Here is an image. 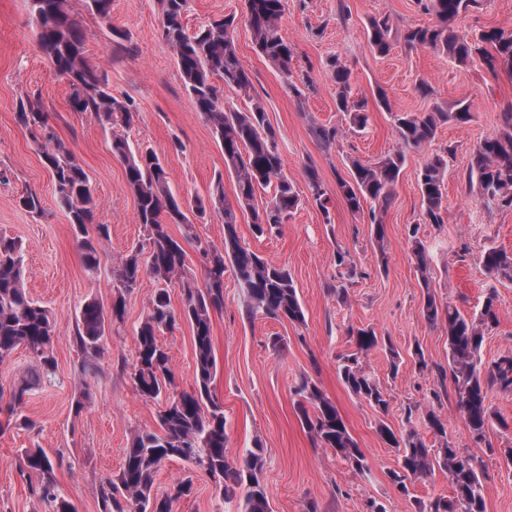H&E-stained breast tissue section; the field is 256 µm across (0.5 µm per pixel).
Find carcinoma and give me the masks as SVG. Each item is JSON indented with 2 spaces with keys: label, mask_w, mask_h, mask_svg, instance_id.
Masks as SVG:
<instances>
[{
  "label": "carcinoma",
  "mask_w": 512,
  "mask_h": 512,
  "mask_svg": "<svg viewBox=\"0 0 512 512\" xmlns=\"http://www.w3.org/2000/svg\"><path fill=\"white\" fill-rule=\"evenodd\" d=\"M44 14L41 26L35 28L37 45L55 71L70 88L69 105L76 112H89L102 125L130 126L136 116V105L130 98H117L109 91L105 76L89 63L86 40L80 22L70 12L68 0H38ZM244 16L251 32L255 52L284 75L290 74L294 48L280 33L284 0H243ZM423 10L434 21L427 26L393 31L390 18L374 17L368 24V40L380 54H387L395 39L410 48H425L465 65L476 57L483 60L490 73L512 69V32L499 28L482 32L469 41L461 36L454 22L462 14L474 11L481 0H419ZM84 9L106 25L112 35V48L117 54L134 52L129 34L112 25V0H83ZM161 13V39L173 51L183 87L196 111L210 125L216 142L224 150V163L234 175V198L224 193L217 181L207 198L197 197L189 208L170 188L167 172L151 151L134 148L128 139L115 136L112 154L125 168L128 191L136 203L137 221L146 233L148 256L139 248L121 260L113 273L115 289L112 304L104 309L92 298L81 307L76 319L74 339L88 358H94L106 335V323L124 320L125 293L135 288L143 275L150 274L164 283L176 278L182 288V303L176 308L167 289L159 288L149 301L145 319L136 330V362L133 381L146 398L166 397L165 409L157 420V428L136 432L118 478L105 480L100 489V512H173V505L190 496L192 478L187 475L162 495L154 493L155 476L167 461H190L205 470L216 482L224 499L235 500L240 512H268L266 486L260 481L265 467L264 448L260 443L243 453L228 451L227 420L224 404L213 394L211 384L217 363L211 338V315L224 307L225 262H230L235 276L246 294V313L258 314L277 322L305 324V314L292 275L287 267L268 262L241 245L237 213L248 211L252 232L262 237L281 232V227L302 199L294 183L284 172V160L277 136L269 125L263 104L252 101L239 110L224 104L214 77L224 85L250 92V71L241 60L235 37V17L215 19L190 34L184 22L189 0H158ZM336 84V108L349 119L350 126L365 127L368 116L364 105L352 94L351 71L337 57L327 62ZM501 131L480 141L470 152L468 178L484 200L486 207L512 212V106L500 114ZM471 119L470 104L462 100L456 111L434 109L430 112L395 113L394 126L399 147L381 160L369 163L350 161V179H339L338 188L347 207L354 213L370 205L371 226L379 250H384L385 229L382 213L396 186L406 160V150L434 141L438 128L449 122L465 123ZM17 120L30 134L38 154L49 170L57 202L66 211L81 251L84 267L95 274L99 267L98 242L109 237L106 224L95 225L96 236H90L98 201L90 187V179L75 154L51 132L44 105L38 100L20 101ZM316 140L332 147L342 132L335 126L312 128ZM449 150L434 154L418 170L417 181L422 197V223H443L445 210V177ZM308 190L321 209L326 223H331L330 196L314 170L308 171ZM273 191L262 208L254 204L258 188ZM211 207L223 214L224 249L199 248L205 259L203 283L188 276L187 253L173 238L168 225L186 227L185 238H191L192 222L187 212L203 215ZM413 228L412 251L420 272L422 317L431 325L447 326L448 368L440 369L441 379H450L459 396V409L476 443L486 442L492 411L488 395L494 388L512 389V355L505 354L485 365L481 349L486 332L499 324L500 309L495 291L488 292L478 309L466 316L453 304L437 301L425 276L428 250ZM480 262L491 276L512 281V253L489 248ZM193 330V386L178 389L171 369L170 357L158 342V335L172 332L181 322ZM346 336L356 350L339 359L340 378L353 395L376 412L387 410L385 391L366 371L363 358L381 346L390 357L392 373H397L401 356L386 338L368 327L350 326ZM57 329L51 309L31 298L24 286V256L21 243L0 236V363L9 360L18 348L30 354L31 366L24 371L3 401L8 421L14 426L35 428L22 413L28 396L52 380L56 370L54 344ZM295 409L302 427L319 448L330 449L356 473L369 470L367 456L349 432L335 404L307 377L295 387ZM419 407H408L404 429L396 434L384 422H378L380 437L398 452L397 468L389 471L390 481L405 496L409 486L425 481L436 470L448 472L452 496H436L427 501L414 499L415 512H486L484 471L474 458L450 445L447 424L432 410L422 415L425 426L442 438L438 448L428 447L414 426L413 417ZM23 469L36 475L37 483L29 492L51 512H76L73 504L61 495L55 480L56 460L40 448H26L21 455Z\"/></svg>",
  "instance_id": "1"
}]
</instances>
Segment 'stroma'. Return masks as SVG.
<instances>
[{"label":"stroma","mask_w":512,"mask_h":512,"mask_svg":"<svg viewBox=\"0 0 512 512\" xmlns=\"http://www.w3.org/2000/svg\"><path fill=\"white\" fill-rule=\"evenodd\" d=\"M70 7L84 31L88 56L105 74L113 96L133 98L137 117L128 127L101 125L92 115L71 111L69 86L40 52L26 0H0V236L24 247V284L30 296L55 314L58 338L54 356L56 380L34 392L23 406L34 429L0 433V512H48L29 493L22 476L20 451L42 448L58 462L54 470L63 495L77 512H100L99 485L119 474L124 452L135 432L155 427L163 400L138 394L131 379L136 360L134 334L147 313L159 284L143 276L126 297L123 322L107 328L93 370L74 341L75 313L87 299L103 307L112 303L111 281L120 260L145 243L136 219L135 201L126 188L125 172L112 154L113 137L122 136L153 151L161 160L171 189L186 200L207 197L215 182L232 194L234 179L210 127L183 88L172 50L159 36L157 0H113L112 25L129 31L134 56L115 58L107 25L88 14L82 0ZM389 16L394 28L432 23L417 0H285L280 32L295 49L291 76H282L258 56L246 24H238V51L252 73L249 94L226 87V102L244 109L259 99L276 131L285 172L299 190L307 188V171L315 169L330 195L329 215L311 201H302L276 236L255 237L251 217L239 215L243 246L275 265L288 267L301 299L305 323L294 326L256 316L246 318L244 291L233 270L224 273V307L212 315V341L217 374L212 388L224 404L229 447L238 451L261 443L267 464L262 480L271 512H305L315 502L319 512H364L367 500H382L388 512H411L409 497L426 500L451 493L448 475L436 471L426 482L402 495L387 473L397 466L398 453L377 434V421L402 431L404 411L418 405L433 409L448 424L449 441L462 453L480 460L485 472L487 512H512V468L503 452L512 448V392L493 390L489 405L506 419L508 429L492 424L488 444L474 443L458 408L453 384L440 380L448 364L444 325H430L421 316L419 286L410 231H417L429 250V278L437 300L452 302L464 314L479 309L488 290H496L500 323L484 339L482 358L492 362L512 352V283L496 280L479 263L490 247L512 252V212L487 208L467 185L471 150L498 134L500 114L512 103V74H490L481 59L458 66L424 48L394 42L388 54L371 49L367 39L371 17ZM460 34L475 37L492 28L512 30V0H483L479 10L460 15ZM339 57L351 70L356 98L366 104L369 123L353 132L347 116L336 109V85L326 67ZM433 88L417 92L419 81ZM387 103H380V96ZM40 99L54 133L76 154L99 202L95 223L108 225L101 240L100 266L88 275L71 225L58 205L48 170L29 134L16 121L21 100ZM468 100L473 118L441 125L435 140L406 152V163L383 214L385 240L376 245L368 212L354 213L336 190L348 176L349 161L376 162L398 146L391 119L395 112L452 110ZM316 125L335 126L341 139L323 148L312 134ZM449 149L445 178L447 195L442 224L421 221L417 171L428 157ZM36 193L41 214L23 210L19 199ZM196 239L185 250L187 263L203 278L200 246L224 245V223L216 212L194 218ZM348 250L356 274L346 302L330 288L340 279L337 249ZM369 326L390 338L402 356L398 374H391L383 351L365 359L367 369L386 391L389 408L377 414L350 394L338 376L341 356L353 351L349 326ZM282 337L273 348L272 337ZM179 388H189L194 374L192 330L188 324L161 333ZM422 347L429 362L419 370L413 355ZM311 378L335 404L349 431L365 452L370 470L355 474L332 452L315 447L294 408V387ZM89 386L90 404L76 411L82 386ZM191 474L193 492L176 503V512H237L225 503L213 479L203 470H189L174 459L157 472L155 492L161 493Z\"/></svg>","instance_id":"35a3bbf8"}]
</instances>
